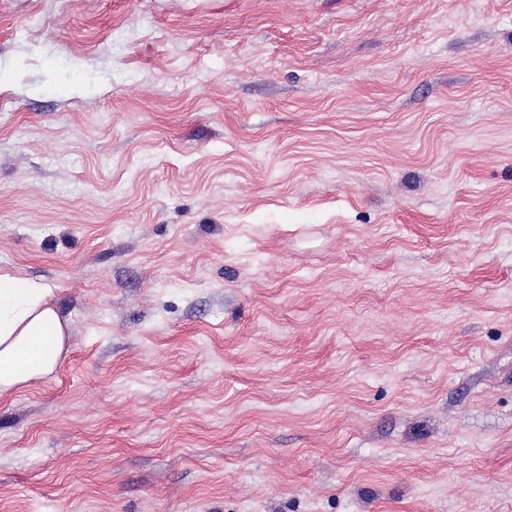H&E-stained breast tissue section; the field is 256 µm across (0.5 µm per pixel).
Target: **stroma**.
<instances>
[{
	"instance_id": "1",
	"label": "stroma",
	"mask_w": 512,
	"mask_h": 512,
	"mask_svg": "<svg viewBox=\"0 0 512 512\" xmlns=\"http://www.w3.org/2000/svg\"><path fill=\"white\" fill-rule=\"evenodd\" d=\"M0 272V512H512V0H0ZM49 296L39 283L0 274V398L59 366L67 327Z\"/></svg>"
}]
</instances>
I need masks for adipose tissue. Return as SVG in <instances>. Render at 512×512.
Returning <instances> with one entry per match:
<instances>
[{
    "label": "adipose tissue",
    "mask_w": 512,
    "mask_h": 512,
    "mask_svg": "<svg viewBox=\"0 0 512 512\" xmlns=\"http://www.w3.org/2000/svg\"><path fill=\"white\" fill-rule=\"evenodd\" d=\"M41 284L0 274V398L55 373L67 327Z\"/></svg>",
    "instance_id": "adipose-tissue-1"
}]
</instances>
